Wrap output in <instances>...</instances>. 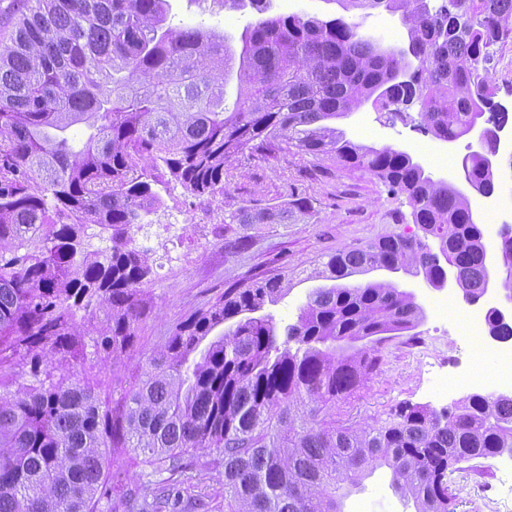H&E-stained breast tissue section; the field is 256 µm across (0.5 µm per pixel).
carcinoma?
<instances>
[{"instance_id":"carcinoma-1","label":"carcinoma","mask_w":512,"mask_h":512,"mask_svg":"<svg viewBox=\"0 0 512 512\" xmlns=\"http://www.w3.org/2000/svg\"><path fill=\"white\" fill-rule=\"evenodd\" d=\"M166 2L0 6L17 19L0 41V512H194L187 484L199 451L207 469L224 470L222 512H342V485L380 466L415 512H455L448 472L512 448V397L471 394L440 411L406 401L373 424L336 418V402L377 370L381 336L423 319L397 284L346 279L402 270L433 283L432 238L463 299L477 297L486 230L453 183L391 145L346 139L332 121L379 102L418 108L440 141L468 135L481 116L506 127L493 75L512 44V0H349L400 14L419 70L406 85L405 60L341 18L268 16L270 0H249L261 18L236 48L200 24L167 23ZM293 148L373 175L405 197L423 235L390 233L329 256L310 278L332 285L314 289L293 324L266 311L290 291L285 278L227 289L145 353L135 385L114 379L104 398L78 376L47 382L82 336L114 366L138 343L151 268L130 230L160 204L152 185L165 177L145 164L213 196L238 157ZM465 163L477 193L496 188L483 157ZM310 210L299 195L285 208L239 206L229 220L286 224ZM92 225L112 230L110 251L86 250ZM498 250V288L512 295V238ZM101 308L111 322L88 329ZM362 340L370 345L345 347ZM117 453L143 486L112 470Z\"/></svg>"}]
</instances>
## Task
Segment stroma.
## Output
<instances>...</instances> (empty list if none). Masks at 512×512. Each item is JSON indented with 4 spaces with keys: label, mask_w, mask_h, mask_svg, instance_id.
Listing matches in <instances>:
<instances>
[{
    "label": "stroma",
    "mask_w": 512,
    "mask_h": 512,
    "mask_svg": "<svg viewBox=\"0 0 512 512\" xmlns=\"http://www.w3.org/2000/svg\"><path fill=\"white\" fill-rule=\"evenodd\" d=\"M167 22L171 25L203 24L216 33L239 39L259 15L252 8L221 9L212 0H168ZM275 14L306 13L321 19L341 18L357 25L360 33L378 38L382 45L403 43L406 29L399 15L384 9H344L339 0H271ZM416 111H378L365 106L335 125L347 139L375 147L392 145L406 150L434 175L453 176L467 154L468 138L448 144L417 129ZM306 187L312 199V214L295 224H253L241 228L225 223L230 208L249 203L286 205L291 183ZM225 197L198 196L179 183L157 185L160 205L146 216V224L134 231V244L145 251L151 273L141 286L145 316L139 326V343L120 367L97 357L86 346L74 369L111 386L113 376L123 384L135 383L145 368L144 350L155 347L172 328L192 313L208 308L224 291L255 279L288 276L292 288L272 306L277 322H295L312 290L323 282L310 272L327 255L355 249L389 233H417L403 197L388 195L373 176L338 166L334 159L319 160L298 153L277 156L265 162L246 157L233 161ZM241 239L240 247L228 243ZM418 290V289H417ZM424 318L414 331L385 335L379 345L382 360L378 370L353 398L343 404L345 418H385L402 401L431 403V367L442 364L448 374L447 403L473 393L469 381L476 369L497 372L498 366H483L457 356L467 326L458 316L467 309L457 290H418ZM448 305L447 322L435 317L436 303ZM344 512H414L391 486L388 468L376 469L357 487L346 490Z\"/></svg>",
    "instance_id": "35a3bbf8"
}]
</instances>
